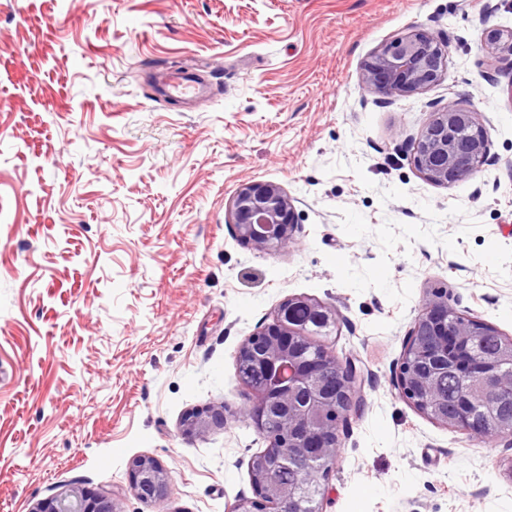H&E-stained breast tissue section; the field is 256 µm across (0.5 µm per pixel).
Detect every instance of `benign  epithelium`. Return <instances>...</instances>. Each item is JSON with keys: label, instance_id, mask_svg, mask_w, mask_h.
Instances as JSON below:
<instances>
[{"label": "benign epithelium", "instance_id": "benign-epithelium-1", "mask_svg": "<svg viewBox=\"0 0 512 512\" xmlns=\"http://www.w3.org/2000/svg\"><path fill=\"white\" fill-rule=\"evenodd\" d=\"M480 63L488 68L497 60L512 61V28L482 32ZM448 40L415 29L383 45L361 66L362 84L387 98L423 91L437 83L448 58ZM415 166L429 182L443 187L471 178L475 164L489 158V140L476 113L450 100L430 113L419 136L411 143ZM229 211L237 236L258 251H281L297 244L298 220L293 199L279 184L249 182L233 196ZM302 307V318L293 310ZM336 310L310 298L292 297L280 303L272 322L247 337L236 359L264 369L263 386L252 389L244 408L256 431L269 436L266 455L253 462L254 497L235 500L229 512H284L295 503L299 484L322 485L328 468L339 456L341 433L349 415L364 405V379L355 359L324 355L305 360L299 352L302 341L336 325ZM494 327L459 314L448 306V292L427 291L418 315L404 341L397 365L396 386L417 412L445 426L467 432L487 442L493 438L512 445V421L497 422L495 401L489 388L512 394V338L481 356L472 354L474 336ZM448 372L461 374L468 382L454 416L438 402V380ZM479 408L499 431L489 435L471 423ZM225 406L195 409L181 422L186 436L200 435L224 426ZM309 461L300 470L299 481L283 484L271 478V459L282 449ZM131 488L142 501L162 504L167 499L170 475L154 458L141 457L129 465ZM33 512H118L111 496L69 492L45 499Z\"/></svg>", "mask_w": 512, "mask_h": 512}]
</instances>
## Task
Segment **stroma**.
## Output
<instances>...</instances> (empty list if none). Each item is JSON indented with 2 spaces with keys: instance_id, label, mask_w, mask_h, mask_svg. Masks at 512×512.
Masks as SVG:
<instances>
[{
  "instance_id": "stroma-1",
  "label": "stroma",
  "mask_w": 512,
  "mask_h": 512,
  "mask_svg": "<svg viewBox=\"0 0 512 512\" xmlns=\"http://www.w3.org/2000/svg\"><path fill=\"white\" fill-rule=\"evenodd\" d=\"M512 0H0V512L75 490L119 512H227L267 441L241 408L242 340L290 297L335 308L320 337L365 373L323 512H512V447L401 398L403 342L431 288L512 337V64L479 37ZM414 29L447 38L431 87L389 100L363 61ZM206 77L201 100L159 72ZM490 159L450 187L405 139L447 100ZM282 185L298 243L242 244L229 204ZM223 427L183 435L192 409ZM171 474L157 506L137 457ZM131 488L142 501L162 504L167 499L170 475L154 458L133 459L129 465Z\"/></svg>"
}]
</instances>
